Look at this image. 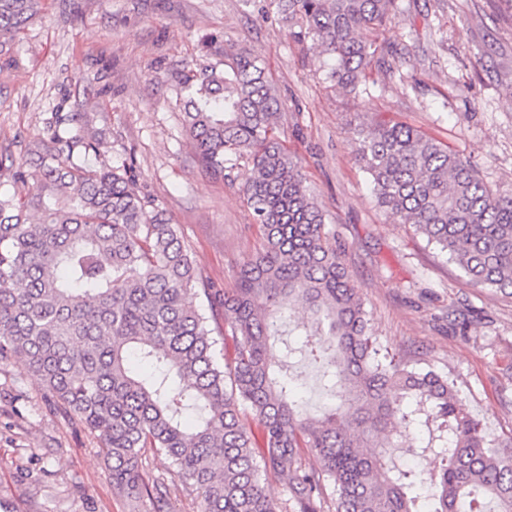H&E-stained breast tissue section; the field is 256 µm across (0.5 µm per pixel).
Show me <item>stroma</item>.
<instances>
[{
    "label": "stroma",
    "mask_w": 512,
    "mask_h": 512,
    "mask_svg": "<svg viewBox=\"0 0 512 512\" xmlns=\"http://www.w3.org/2000/svg\"><path fill=\"white\" fill-rule=\"evenodd\" d=\"M384 36L407 46L368 92L327 82L317 51L289 38L259 0H43L0 55V191L11 165L78 114L108 164L131 165L204 280L235 285L261 242L239 170L193 160L176 72L215 61L233 41L258 52L281 101L279 132L304 165L328 240L346 253L371 335L404 362L448 378L502 443L512 442V296L474 287L435 245L396 223L354 155L355 129L403 122L470 158L494 190H512V0H401ZM150 479L172 485L170 512H200L170 460L142 452ZM112 487L96 433L49 408L37 376L0 364V512H133Z\"/></svg>",
    "instance_id": "stroma-1"
}]
</instances>
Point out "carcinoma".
<instances>
[{"label":"carcinoma","instance_id":"1","mask_svg":"<svg viewBox=\"0 0 512 512\" xmlns=\"http://www.w3.org/2000/svg\"><path fill=\"white\" fill-rule=\"evenodd\" d=\"M289 37L318 50L325 79L348 92L394 72L402 48L379 38L399 0H264ZM40 0H0V52ZM176 76L194 159L214 177L244 167L262 229L234 288L206 286L166 212L130 167L91 165L102 141L57 114L28 149L40 178L0 193V363L37 375L53 406L99 437L112 486L164 512L171 489L141 451L172 462L201 512H277L263 477L288 487L290 512H512V447L466 410L448 379L374 345L344 250L324 233L300 162L279 137L281 109L258 54ZM375 198L448 255L480 288L512 289V192L494 191L441 141L397 122L359 133ZM224 312L232 351L211 322ZM319 365L332 406L303 413L296 358ZM259 427H244L240 407ZM407 447L415 464L398 466ZM319 466L298 463L302 450ZM444 461L438 471L431 458Z\"/></svg>","mask_w":512,"mask_h":512}]
</instances>
